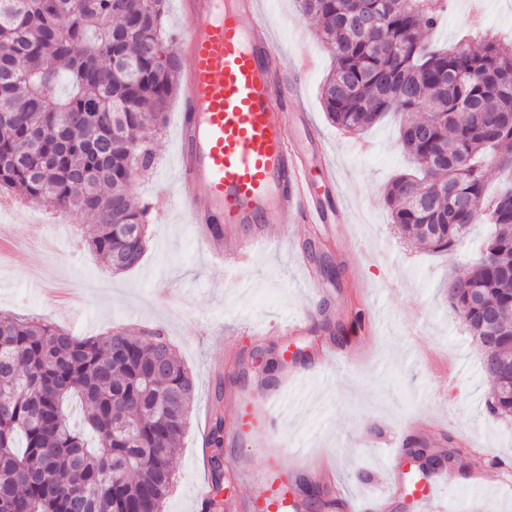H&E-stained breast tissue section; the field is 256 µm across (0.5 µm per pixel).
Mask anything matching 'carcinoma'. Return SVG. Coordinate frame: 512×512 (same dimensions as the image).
Here are the masks:
<instances>
[{"label": "carcinoma", "mask_w": 512, "mask_h": 512, "mask_svg": "<svg viewBox=\"0 0 512 512\" xmlns=\"http://www.w3.org/2000/svg\"><path fill=\"white\" fill-rule=\"evenodd\" d=\"M333 60L326 118L350 133L389 113L417 171L386 187L392 223L455 255L491 226L448 307L487 378L486 413L512 417V43L422 39L444 12L423 0H296ZM166 0H0V191L90 224L85 241L114 272L148 246L151 207L131 191L156 154L180 57L162 38ZM425 113L416 119L414 114ZM500 190L485 194L489 167ZM195 383L161 330L88 338L43 319L0 316V512H164ZM223 387L209 434L211 481L224 472ZM82 411L81 426L67 406ZM308 512L322 507L301 485Z\"/></svg>", "instance_id": "carcinoma-1"}]
</instances>
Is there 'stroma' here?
<instances>
[{
    "label": "stroma",
    "instance_id": "stroma-1",
    "mask_svg": "<svg viewBox=\"0 0 512 512\" xmlns=\"http://www.w3.org/2000/svg\"><path fill=\"white\" fill-rule=\"evenodd\" d=\"M264 6L285 59L303 53L313 60L298 78L304 110L289 113L286 131L302 144L310 127L322 132L346 221L302 224L291 234L256 225L253 233L269 237L271 250L240 267L211 259L182 213L155 206L172 194L177 172L174 102L154 138V169L132 184L152 206L140 265L112 272L81 241L83 222L74 216L42 206L0 211V313L40 317L80 338L116 326L133 335L158 328L175 345L196 391L164 512H197L195 487L210 477L212 406L222 400L229 424L245 395L254 412L279 410L282 462L296 478L329 469L341 496H372L398 428L410 421L407 440L449 459L454 484L440 512H512V466L499 464L512 454V423L484 412L488 384L447 300L449 284L475 263L486 228H473L464 259L401 236L385 196L389 180L410 166L400 117L387 116L356 139L332 126L319 98L331 58L315 22L300 16L295 0ZM473 15L470 0H449L427 40L445 45L471 34ZM332 266L334 280L326 274ZM161 280L173 285L165 300L155 292ZM358 311L364 319L357 325ZM302 313L310 321L294 336L263 335ZM229 336L234 344H226ZM272 360L289 374L287 387L254 393Z\"/></svg>",
    "mask_w": 512,
    "mask_h": 512
}]
</instances>
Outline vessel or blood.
Returning a JSON list of instances; mask_svg holds the SVG:
<instances>
[{
	"label": "vessel or blood",
	"instance_id": "obj_1",
	"mask_svg": "<svg viewBox=\"0 0 512 512\" xmlns=\"http://www.w3.org/2000/svg\"><path fill=\"white\" fill-rule=\"evenodd\" d=\"M180 41L187 57L178 125L180 167L172 204L197 224L212 257L239 264L268 247L243 238L253 224H332L337 208L321 203L302 148L286 132L288 71L305 72L312 60L283 64L281 49L259 0H183ZM280 416L243 411L225 431L246 437L264 428L275 437ZM250 491L225 498L226 512H301L283 490L287 475L278 455L260 473L238 459L227 462ZM379 501L403 497L414 512H437L450 484L446 465L413 462L408 442L392 454Z\"/></svg>",
	"mask_w": 512,
	"mask_h": 512
}]
</instances>
